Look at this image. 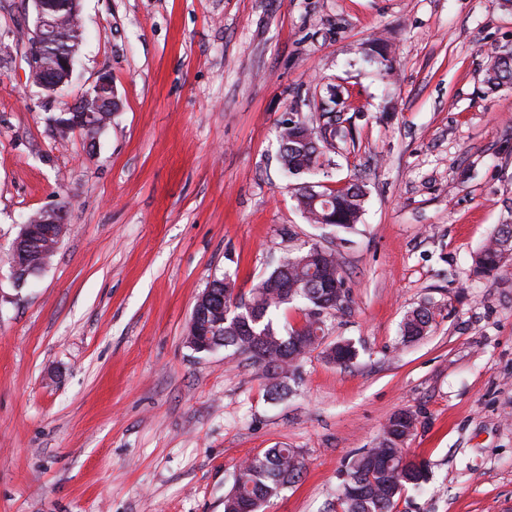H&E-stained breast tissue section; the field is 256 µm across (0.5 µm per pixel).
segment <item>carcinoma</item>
Returning <instances> with one entry per match:
<instances>
[{
	"label": "carcinoma",
	"instance_id": "carcinoma-1",
	"mask_svg": "<svg viewBox=\"0 0 512 512\" xmlns=\"http://www.w3.org/2000/svg\"><path fill=\"white\" fill-rule=\"evenodd\" d=\"M59 44L78 45L83 33L77 18L58 12ZM365 56L377 59L385 73L394 71L388 44L375 39L366 48ZM485 83L491 90L512 85V49H498L489 55ZM336 86L328 84L320 99L323 124L314 128L301 119L287 118L279 131L278 161L284 172L299 179L333 165L338 149L336 139V108L340 105ZM109 112H61L52 116L60 123L82 121L103 125ZM366 198L365 185L358 182L342 187L316 188L302 182L295 188L297 208L311 224H321L346 232L361 221ZM34 249L19 257L28 268H38L48 253L52 240L41 232V225L30 219ZM512 241V224H500L489 241L472 256V265L479 273H490L505 266L504 250ZM215 292L224 296V308L217 314L202 307L208 321L215 324L214 335L223 347L249 356L261 367L267 380L266 394L280 397L291 391L289 382L300 380L303 360L319 349L332 363L346 366L357 356L353 345L338 342L331 349H320L324 317L343 310L348 303L349 289L345 272L334 251L312 245L298 254L281 257L277 266L263 278L249 295L235 288L230 278L212 281ZM299 302L303 305L304 323L286 336L274 326L273 314L282 306ZM433 311L419 306L410 311L402 325V336L412 342L427 333ZM416 415L410 410L393 414L384 426L376 446L355 457L346 467V479L339 497L343 512H394L396 502L409 487L420 489L428 482V466L410 460L397 470L406 456L404 444L416 428ZM303 464L293 448L274 446L249 458L240 467L230 491L224 496V512H260L263 505L278 496L302 474Z\"/></svg>",
	"mask_w": 512,
	"mask_h": 512
}]
</instances>
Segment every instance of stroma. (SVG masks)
Wrapping results in <instances>:
<instances>
[{"mask_svg":"<svg viewBox=\"0 0 512 512\" xmlns=\"http://www.w3.org/2000/svg\"><path fill=\"white\" fill-rule=\"evenodd\" d=\"M26 0H0V512H224L239 465L297 450L301 478L262 512H342L352 456L417 414L424 490L397 512H512V264L472 255L512 223V86L488 55L512 48L501 0H79L72 82L31 85ZM384 37L394 74L363 47ZM120 103L95 138L48 119L101 76ZM340 86L328 184L362 180V224L307 223L278 163L289 113L318 124ZM64 208L67 232L28 286L8 254L22 224ZM320 244L350 302L309 354L295 394L269 400L248 356L184 336L212 280L249 291L280 254ZM435 316L401 338L406 313ZM485 83L490 90L512 85V49H498L489 55ZM433 321V311L426 306H419L410 311L402 325V336L412 342L427 333Z\"/></svg>","mask_w":512,"mask_h":512,"instance_id":"obj_1","label":"stroma"}]
</instances>
